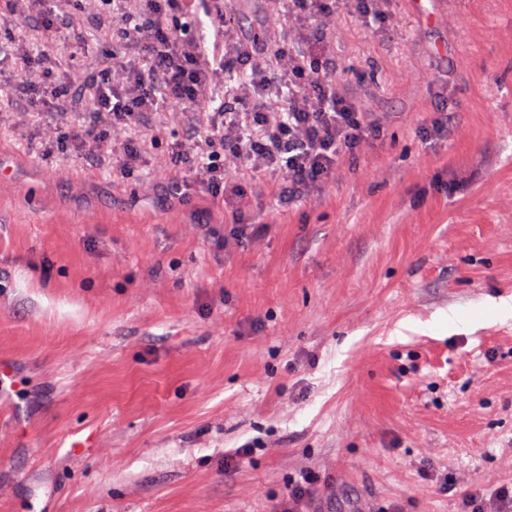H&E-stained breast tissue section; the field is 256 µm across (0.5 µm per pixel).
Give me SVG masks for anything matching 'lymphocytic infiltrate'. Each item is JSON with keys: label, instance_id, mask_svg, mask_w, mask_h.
Returning a JSON list of instances; mask_svg holds the SVG:
<instances>
[{"label": "lymphocytic infiltrate", "instance_id": "1", "mask_svg": "<svg viewBox=\"0 0 512 512\" xmlns=\"http://www.w3.org/2000/svg\"><path fill=\"white\" fill-rule=\"evenodd\" d=\"M20 20L67 39L77 36L74 13L58 0H13ZM196 0H130L112 15V39L81 82L51 76L50 56H25L24 110L53 116L49 151L75 150L88 168L116 148L114 170L128 177L141 149L123 133L150 125L176 110L180 132L164 159L167 194L177 199L203 192L224 206V221H246L244 202L260 186L289 205L336 174L344 157L379 134L374 119L342 96L328 57L326 32L341 0H281L285 16L302 20L305 33L269 49L235 40L237 22L224 0H210L215 33L202 40ZM281 92L269 108L268 91ZM221 95L222 103L200 122L198 107ZM458 512H512V488L475 487L459 494Z\"/></svg>", "mask_w": 512, "mask_h": 512}]
</instances>
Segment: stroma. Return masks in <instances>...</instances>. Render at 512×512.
I'll return each mask as SVG.
<instances>
[{
  "label": "stroma",
  "instance_id": "stroma-1",
  "mask_svg": "<svg viewBox=\"0 0 512 512\" xmlns=\"http://www.w3.org/2000/svg\"><path fill=\"white\" fill-rule=\"evenodd\" d=\"M230 7L243 37H286L279 0ZM111 28L0 16L62 72ZM327 41L383 131L237 228L165 197L175 113L129 129L143 163L116 182L110 155L42 156L0 59V512H270L307 470L314 512L512 486V0H347Z\"/></svg>",
  "mask_w": 512,
  "mask_h": 512
}]
</instances>
